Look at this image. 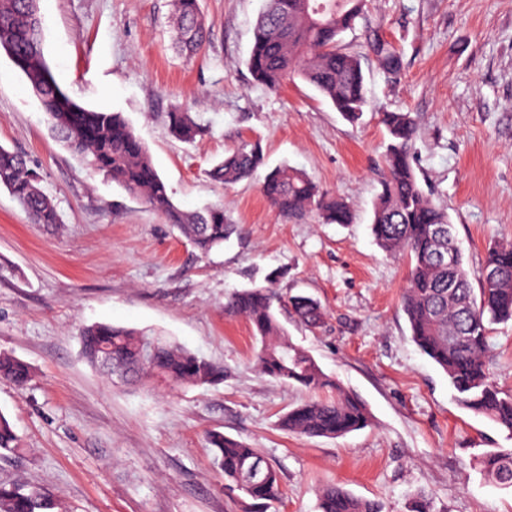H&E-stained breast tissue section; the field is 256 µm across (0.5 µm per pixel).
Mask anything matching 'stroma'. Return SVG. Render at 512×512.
I'll return each instance as SVG.
<instances>
[{"label": "stroma", "instance_id": "stroma-1", "mask_svg": "<svg viewBox=\"0 0 512 512\" xmlns=\"http://www.w3.org/2000/svg\"><path fill=\"white\" fill-rule=\"evenodd\" d=\"M209 40L192 58L172 48L171 0H39L42 51L77 103L119 112L149 149L175 204L223 205L239 230L204 254L144 201L73 154L52 132L23 74L0 53V146L25 153L59 221L29 223L0 188V352L27 362L25 388L0 380V414L19 439L0 482H36L68 512H243L224 489L208 436L259 449L280 476L276 512H319L323 485L409 512H512V488L476 463L512 435L458 404L444 372L410 336L400 296L409 258L385 255L370 230L383 173V111L413 113L420 185L454 225L471 282L489 244L512 242V0H369L380 38L401 53L385 79L363 27L343 35L358 54L369 106L349 123L302 80L270 91L245 66L263 0H199ZM204 127L177 140L169 112ZM268 166L304 169L342 197L354 220L286 219L261 175L227 187L209 171L239 141ZM285 270L283 295L325 311L311 330L282 313L291 338L372 421L342 438L303 437L280 417L314 394L263 376L248 321L224 313L236 290ZM151 329L224 367L223 381L170 388L110 381L80 354L83 326ZM493 379L512 391V323L492 332Z\"/></svg>", "mask_w": 512, "mask_h": 512}]
</instances>
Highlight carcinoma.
Returning a JSON list of instances; mask_svg holds the SVG:
<instances>
[{
	"mask_svg": "<svg viewBox=\"0 0 512 512\" xmlns=\"http://www.w3.org/2000/svg\"><path fill=\"white\" fill-rule=\"evenodd\" d=\"M173 41L190 58L205 45L208 27L199 0H172ZM364 0H266L253 29L246 64L253 83L275 90L299 77L313 86L350 122L367 106L360 59L339 45L342 33L364 14ZM0 49L24 74L58 137L72 151L90 157L91 165L158 211L202 253L224 245L235 225L224 207L186 212L172 201L143 141L119 112L89 109L75 102L57 83L42 57V21L34 0H0ZM371 49L385 78L399 75L402 60L388 42L374 37ZM388 143L386 174L372 206L371 232L387 255L405 253L410 272L401 298L411 337L418 348L448 377L456 400L512 434V393L502 391L490 374L493 326L512 321V244L488 247L472 287L449 213L419 185L414 163L418 128L410 112L381 113ZM175 137L192 142L202 133L196 116L168 113ZM265 165L258 145L246 141L231 149L210 176L232 186ZM0 187L19 202L32 224H57L51 200L40 188L28 157L0 146ZM261 192L282 217L317 216L324 224H350L345 201L319 190L302 169L286 164L268 171ZM453 252L454 262L444 256ZM296 322L318 328L320 304L306 295L283 299L272 287L244 288L231 295L224 311L246 318L257 340L256 366L270 379L297 384L309 391L336 390L331 399H312L290 409L279 425L307 437L338 438L366 428L370 413L354 394L331 380L318 363L296 346L281 322L283 306ZM82 354L91 367L126 383L158 379L172 386H198L224 379V367L206 360L158 333L95 323L79 334ZM32 378L24 361L0 353V380L23 388ZM214 461L225 485L250 512H268L280 499L276 469L256 449L221 433L210 435ZM18 450L9 421L0 414V456ZM479 465L493 484L512 488V449L486 451ZM320 512H382V505L356 497L337 484L319 495ZM0 512H64L49 490L0 483Z\"/></svg>",
	"mask_w": 512,
	"mask_h": 512,
	"instance_id": "carcinoma-1",
	"label": "carcinoma"
}]
</instances>
